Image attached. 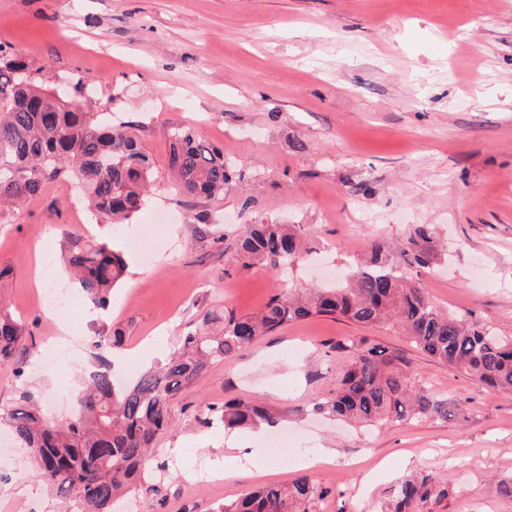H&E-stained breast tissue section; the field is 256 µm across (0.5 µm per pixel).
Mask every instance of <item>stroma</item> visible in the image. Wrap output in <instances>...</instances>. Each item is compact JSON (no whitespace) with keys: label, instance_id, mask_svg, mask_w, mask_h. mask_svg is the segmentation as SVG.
Returning a JSON list of instances; mask_svg holds the SVG:
<instances>
[{"label":"stroma","instance_id":"1","mask_svg":"<svg viewBox=\"0 0 512 512\" xmlns=\"http://www.w3.org/2000/svg\"><path fill=\"white\" fill-rule=\"evenodd\" d=\"M0 43L52 82L90 84L86 111L139 123L159 181L147 209L164 214L144 251L131 245L144 217L113 225L65 179L7 214L0 306L37 354L21 376L0 362V409L25 388L45 417L65 421L97 333L123 331L127 368L163 359L204 313H253L275 292L332 285L372 241L400 260L416 224L436 228L433 267L413 271L430 299L512 336V0H0ZM180 124L223 148L235 177L222 196L166 189L168 134ZM257 218L301 225L316 263L284 275L240 266L230 241ZM70 234L108 242L127 267L107 309L81 300L53 318L42 291L67 281ZM61 336L80 337L78 354L45 360ZM345 336L398 351L449 417L358 427L316 412L342 368L329 347ZM239 396L281 411L278 429L306 447L333 452L308 471L338 492L323 512H364L414 471L449 478L437 512H512L490 490L512 474V394L426 356L400 327L319 316L209 366L171 402L172 428L156 443L166 479L160 495L138 494L140 512H213L297 476L267 468L278 429L195 422L204 404ZM26 505L63 512L65 499L0 424V512Z\"/></svg>","mask_w":512,"mask_h":512}]
</instances>
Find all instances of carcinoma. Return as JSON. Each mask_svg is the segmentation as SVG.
Instances as JSON below:
<instances>
[{
  "label": "carcinoma",
  "instance_id": "carcinoma-1",
  "mask_svg": "<svg viewBox=\"0 0 512 512\" xmlns=\"http://www.w3.org/2000/svg\"><path fill=\"white\" fill-rule=\"evenodd\" d=\"M168 170L174 190L186 197L224 191L232 167L224 150L197 130L169 131ZM62 175L74 178L91 208L114 224L138 217L155 182L151 156L130 125H111L85 111L82 90L68 94L39 82L22 56L0 45V209L19 208L44 184ZM433 230L417 224L408 238L406 265L390 260L372 243L367 257L349 265L334 288L302 295L276 293L256 314L207 312L183 334L166 362L138 368L124 384L114 381L109 359L95 355L88 386L75 396V416L65 425L46 421L29 392L5 412L15 437L33 449L36 477L59 494L74 493L66 512H112L121 493L145 489L146 461L170 426L168 408L187 386L215 363L224 362L259 337L312 316H330L383 329L401 326L416 347L495 391L512 393V337L437 306L407 271L434 262ZM244 266L263 264L279 271L312 253L298 224L246 225L232 243ZM63 262L92 304L104 307L125 271L123 257L106 242L72 236ZM24 325L0 308V361L22 362L33 353L25 345ZM351 360L336 388L315 410L336 419L377 425L388 421L448 418V401L412 381L408 364L376 338L334 345ZM195 419L226 431L276 422L274 412L248 398L203 406ZM335 494L302 475L286 485L268 484L215 512H321ZM448 479L432 473L404 479L380 512H433L448 499Z\"/></svg>",
  "mask_w": 512,
  "mask_h": 512
}]
</instances>
